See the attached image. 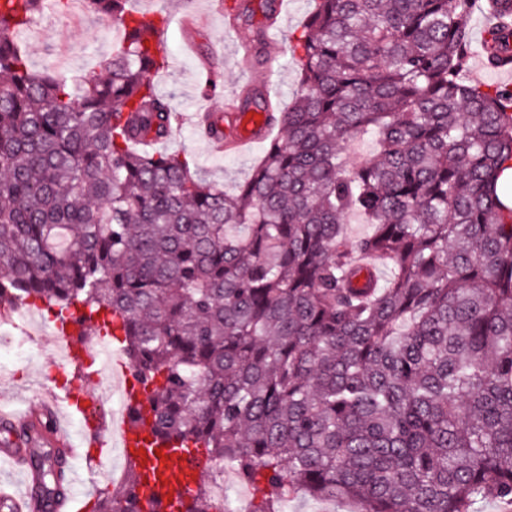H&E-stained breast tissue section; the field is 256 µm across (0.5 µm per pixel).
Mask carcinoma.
<instances>
[{"label": "carcinoma", "mask_w": 512, "mask_h": 512, "mask_svg": "<svg viewBox=\"0 0 512 512\" xmlns=\"http://www.w3.org/2000/svg\"><path fill=\"white\" fill-rule=\"evenodd\" d=\"M471 0H312L299 80L243 109L282 131L228 192L181 153L155 89L168 19L85 0L107 78L30 69L19 28L63 0H0V304L76 313L142 386L144 460L90 512H155L160 441L358 512L512 505V90L465 76ZM488 64L512 63V23ZM376 157L350 167V141ZM363 215L372 231L348 240ZM390 264L384 280L358 262ZM61 496L54 462L40 463ZM185 512H225L201 484Z\"/></svg>", "instance_id": "1"}]
</instances>
